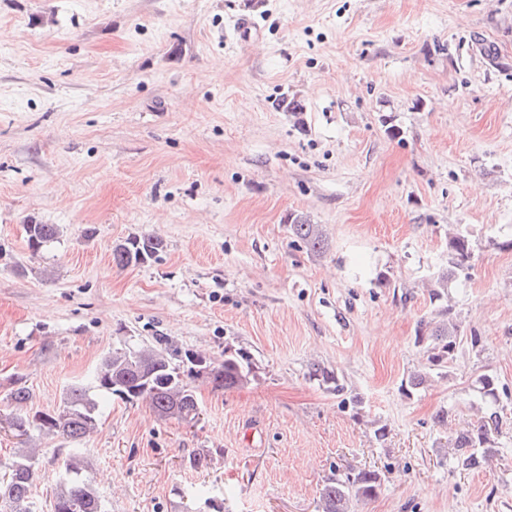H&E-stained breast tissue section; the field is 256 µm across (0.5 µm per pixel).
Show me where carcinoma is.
Returning <instances> with one entry per match:
<instances>
[{
  "label": "carcinoma",
  "mask_w": 512,
  "mask_h": 512,
  "mask_svg": "<svg viewBox=\"0 0 512 512\" xmlns=\"http://www.w3.org/2000/svg\"><path fill=\"white\" fill-rule=\"evenodd\" d=\"M292 233L313 254L327 249L326 235L319 224L307 217L295 216L290 224ZM24 231L29 248L39 250L56 239L60 233L56 224H26ZM164 249L162 239L153 234L130 236L112 247V263L119 268L139 266L156 257ZM473 246L461 234L448 237V264L431 279L430 301L448 295L449 286L468 269ZM440 320H422L416 330V342L425 346L430 366L439 369L449 366L455 357L459 325L451 316V308L439 312ZM252 367L246 354H224V362L215 365L200 354L188 353L177 359V352L167 346L164 337L155 338L151 345L137 350L115 349L103 357L89 386H73L63 396L53 414H36L29 418L17 415L11 426L20 436L36 430L41 436L66 435L82 439L96 429L99 396H117L124 400L146 399L163 418L190 423L199 415V401L193 382L199 378L215 389L242 387L250 382ZM479 392L496 399L498 380L489 374L478 378ZM497 415L475 429L456 435L451 440L455 458L466 469L481 465L494 453L492 427ZM35 449H18L8 473L0 478V503L9 512H30V498L36 477ZM381 477L374 471H359L345 479H332L322 489L321 512H352L355 501L377 496ZM52 512H104V507L78 452L62 461V474L53 497Z\"/></svg>",
  "instance_id": "1"
}]
</instances>
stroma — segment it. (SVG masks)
<instances>
[{"label": "stroma", "instance_id": "1", "mask_svg": "<svg viewBox=\"0 0 512 512\" xmlns=\"http://www.w3.org/2000/svg\"><path fill=\"white\" fill-rule=\"evenodd\" d=\"M32 221L60 227L36 252ZM452 232L474 247L448 290L460 342L408 393ZM143 233L164 252L113 265ZM510 240L512 0H0V475L14 385L53 412L158 336L253 367L196 380L189 424L106 397L80 443L36 438L31 512L75 447L105 512H318L328 478L362 470L381 487L352 512H512ZM493 412V457L458 467L449 439ZM290 223L292 233L311 253L320 254L327 249L328 242L321 225L312 224L302 215H296Z\"/></svg>", "mask_w": 512, "mask_h": 512}]
</instances>
